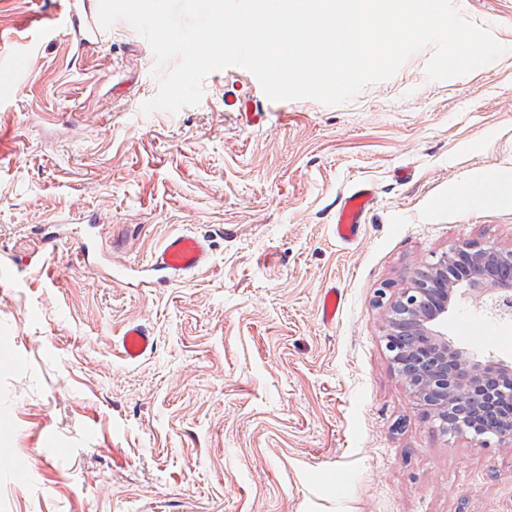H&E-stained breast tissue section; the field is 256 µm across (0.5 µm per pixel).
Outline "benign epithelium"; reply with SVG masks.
Here are the masks:
<instances>
[{
    "instance_id": "7a95c632",
    "label": "benign epithelium",
    "mask_w": 512,
    "mask_h": 512,
    "mask_svg": "<svg viewBox=\"0 0 512 512\" xmlns=\"http://www.w3.org/2000/svg\"><path fill=\"white\" fill-rule=\"evenodd\" d=\"M512 266V248L462 243L450 248L425 270L410 271L408 285L393 294L390 285L377 290L382 310L383 341L416 403L445 434H465L485 447L490 440L512 441L511 432L490 434L479 416H467L459 403L478 399L480 416L498 415L512 428V363L480 361L448 341V314L456 302L471 299L500 320L512 319V275L494 283L484 278L491 264Z\"/></svg>"
}]
</instances>
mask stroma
Here are the masks:
<instances>
[{"instance_id": "stroma-1", "label": "stroma", "mask_w": 512, "mask_h": 512, "mask_svg": "<svg viewBox=\"0 0 512 512\" xmlns=\"http://www.w3.org/2000/svg\"><path fill=\"white\" fill-rule=\"evenodd\" d=\"M451 2L505 53L431 80V43L333 106L230 67L146 115L163 76L128 22L0 0V512H512V444L438 430L374 305L457 244L512 247V0ZM242 91L250 112L225 107ZM474 175L493 198L457 209ZM361 185L374 203L344 243ZM170 233L210 236L211 262L148 283ZM130 323L155 342L134 362ZM448 338L512 362V320L472 301ZM371 199L372 189L367 186L358 187L345 198L336 221V235L341 240L354 237L359 224L364 221Z\"/></svg>"}]
</instances>
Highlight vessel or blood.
I'll return each mask as SVG.
<instances>
[{
    "label": "vessel or blood",
    "mask_w": 512,
    "mask_h": 512,
    "mask_svg": "<svg viewBox=\"0 0 512 512\" xmlns=\"http://www.w3.org/2000/svg\"><path fill=\"white\" fill-rule=\"evenodd\" d=\"M372 190L361 186L344 200L337 215L336 234L344 241L354 237L367 213ZM211 246L206 237L197 234L168 236L151 258L154 270L182 278L193 274L209 263ZM122 354L126 360L135 361L152 351L154 342L147 330L138 324L130 325L121 339Z\"/></svg>",
    "instance_id": "1"
}]
</instances>
